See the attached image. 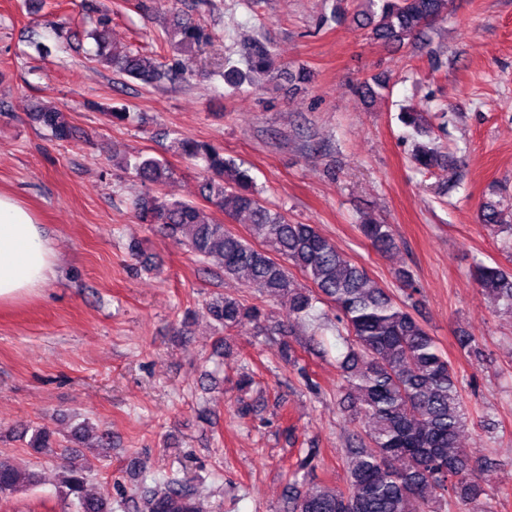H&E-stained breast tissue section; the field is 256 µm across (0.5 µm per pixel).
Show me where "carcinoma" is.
Returning <instances> with one entry per match:
<instances>
[{"mask_svg": "<svg viewBox=\"0 0 512 512\" xmlns=\"http://www.w3.org/2000/svg\"><path fill=\"white\" fill-rule=\"evenodd\" d=\"M370 13L363 25L374 39L401 44L448 14L451 0H366ZM89 38L95 42L91 59L112 66L136 80L153 85L179 75L176 65L129 52L108 54L107 23L89 19ZM171 38L181 49L206 47L211 37L205 29L175 16ZM246 70L224 58L225 84L238 89L254 83L255 75H271L274 61L268 46L253 42L244 52ZM33 122L58 141H75L79 130L58 109L31 113ZM400 121L418 135L431 137L421 112H402ZM174 148L200 168L204 200L227 218L248 217L249 238L230 231L206 215L198 205L167 201L146 190L133 197L139 221L151 224L185 246L202 264L236 279L266 300L288 307L287 323L280 335H292V322L315 319L316 304L328 303L336 311V331L346 333L347 354L340 361L344 389L354 417L362 423L344 455L350 487L344 492L327 485L286 498L283 512H445L453 500L468 512H491L490 491L483 472L487 461L458 446L468 409L458 375L436 339L410 312L405 301L373 281L314 224H295L261 197L248 171L224 151L188 138L174 139ZM415 168L426 172L442 165L445 155L428 142L415 144ZM144 184L161 185L172 175L165 161L136 156L126 160ZM479 221L501 237L503 249L512 252V224L504 219L501 203L480 207ZM361 235L381 254L397 249L392 225L368 218L359 224ZM313 284L299 286L288 267ZM476 283L512 312V273L485 263L473 269ZM207 314L216 330L226 332L265 319L257 304L224 295L211 300ZM29 447L59 455L64 473V495L75 512H112V503L87 493L88 475L77 466L56 431L46 425L34 430ZM62 452H57V449ZM22 487L13 463L0 457V498ZM200 493L187 479L170 478L160 488L123 496L127 512H201Z\"/></svg>", "mask_w": 512, "mask_h": 512, "instance_id": "1", "label": "carcinoma"}]
</instances>
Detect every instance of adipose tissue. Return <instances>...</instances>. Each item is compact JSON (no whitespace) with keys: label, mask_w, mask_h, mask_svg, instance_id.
Masks as SVG:
<instances>
[{"label":"adipose tissue","mask_w":512,"mask_h":512,"mask_svg":"<svg viewBox=\"0 0 512 512\" xmlns=\"http://www.w3.org/2000/svg\"><path fill=\"white\" fill-rule=\"evenodd\" d=\"M56 249L35 213L0 194V306L38 294L48 283Z\"/></svg>","instance_id":"obj_1"}]
</instances>
